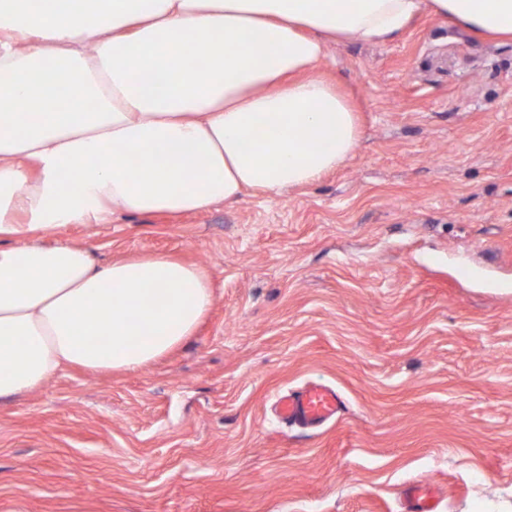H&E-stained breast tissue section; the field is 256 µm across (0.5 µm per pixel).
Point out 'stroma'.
I'll use <instances>...</instances> for the list:
<instances>
[{"mask_svg": "<svg viewBox=\"0 0 512 512\" xmlns=\"http://www.w3.org/2000/svg\"><path fill=\"white\" fill-rule=\"evenodd\" d=\"M321 71L359 111L335 172L32 233L99 265L176 255L215 300L149 367L1 402L0 512H403L419 481L436 512H512V43L424 14ZM310 381L343 413L281 423Z\"/></svg>", "mask_w": 512, "mask_h": 512, "instance_id": "1", "label": "stroma"}]
</instances>
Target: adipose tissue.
Listing matches in <instances>:
<instances>
[{
	"label": "adipose tissue",
	"instance_id": "obj_1",
	"mask_svg": "<svg viewBox=\"0 0 512 512\" xmlns=\"http://www.w3.org/2000/svg\"><path fill=\"white\" fill-rule=\"evenodd\" d=\"M512 41V0H0V234L181 215L336 170L357 110L317 68L420 14ZM213 303L196 264L0 247V400L147 366Z\"/></svg>",
	"mask_w": 512,
	"mask_h": 512
}]
</instances>
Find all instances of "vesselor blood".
<instances>
[{
	"label": "vessel or blood",
	"mask_w": 512,
	"mask_h": 512,
	"mask_svg": "<svg viewBox=\"0 0 512 512\" xmlns=\"http://www.w3.org/2000/svg\"><path fill=\"white\" fill-rule=\"evenodd\" d=\"M344 408L345 401L338 390L316 382L280 397L277 402L283 422L310 429L336 418ZM409 494L408 512H434V496L428 485H415Z\"/></svg>",
	"instance_id": "vessel-or-blood-1"
}]
</instances>
